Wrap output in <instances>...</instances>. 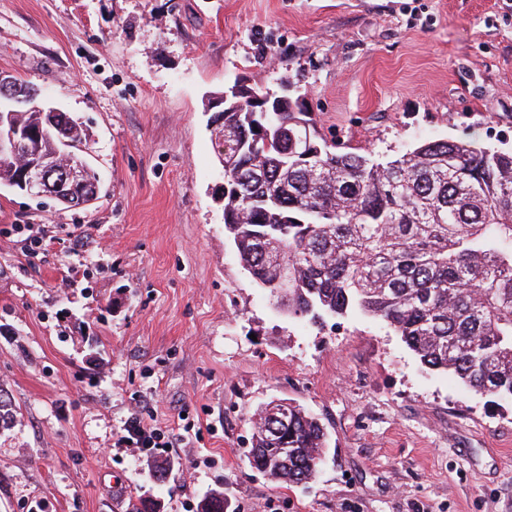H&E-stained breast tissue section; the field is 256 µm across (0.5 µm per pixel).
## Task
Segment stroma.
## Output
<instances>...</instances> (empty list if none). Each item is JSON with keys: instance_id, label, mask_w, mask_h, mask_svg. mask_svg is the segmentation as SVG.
Here are the masks:
<instances>
[{"instance_id": "1", "label": "stroma", "mask_w": 512, "mask_h": 512, "mask_svg": "<svg viewBox=\"0 0 512 512\" xmlns=\"http://www.w3.org/2000/svg\"><path fill=\"white\" fill-rule=\"evenodd\" d=\"M0 72L82 123L101 181L71 208L0 188V512H198L212 491L229 512H512V404L380 320L275 310L224 238L211 136L239 81L290 84L379 161L430 138L512 148V0H0ZM23 224L50 246L25 251ZM274 399L327 427L307 488L248 464ZM144 401L195 438L114 447Z\"/></svg>"}]
</instances>
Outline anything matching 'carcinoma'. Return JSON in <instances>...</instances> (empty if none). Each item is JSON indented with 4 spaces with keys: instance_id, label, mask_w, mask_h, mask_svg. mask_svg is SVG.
<instances>
[{
    "instance_id": "carcinoma-1",
    "label": "carcinoma",
    "mask_w": 512,
    "mask_h": 512,
    "mask_svg": "<svg viewBox=\"0 0 512 512\" xmlns=\"http://www.w3.org/2000/svg\"><path fill=\"white\" fill-rule=\"evenodd\" d=\"M37 130L32 152L87 159L80 125L17 112ZM224 163V234L252 281L288 269L281 312L313 325L363 313L387 324L420 364L454 374L476 393L512 402V151L427 139L377 162L341 150L310 112L244 102L214 129ZM28 155L0 158V186L16 188ZM250 467L290 486L310 483L327 435L316 416L288 404L275 434L251 416ZM221 491L198 512H224Z\"/></svg>"
}]
</instances>
